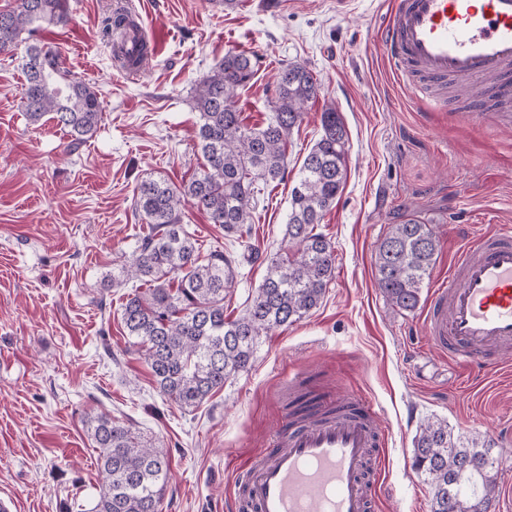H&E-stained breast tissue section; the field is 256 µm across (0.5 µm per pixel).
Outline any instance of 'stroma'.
Returning a JSON list of instances; mask_svg holds the SVG:
<instances>
[{"instance_id": "stroma-1", "label": "stroma", "mask_w": 512, "mask_h": 512, "mask_svg": "<svg viewBox=\"0 0 512 512\" xmlns=\"http://www.w3.org/2000/svg\"><path fill=\"white\" fill-rule=\"evenodd\" d=\"M390 2L359 0L345 15L335 0H123L160 47L129 75L102 33L114 0H68L69 23L37 38L102 102L97 131L74 150L54 121L27 119L24 46L0 54V497L13 512H93L102 474L85 420L96 413L163 443L162 512H235L237 474L288 421L281 389L291 376L322 403L360 393L377 406L385 444L374 512H430L411 457L421 425L436 419L454 435L491 440L502 460L497 489L512 490V375L442 356L423 308L467 237L512 225V130L468 121L478 84L438 88L443 112L399 84L376 40ZM229 51L256 57L237 96L248 126L266 120L280 66L306 65L321 90L288 141L287 176L262 186L241 236L184 210L201 254L241 259L224 314H240L264 258L283 248L290 191L330 104L348 135L347 180L319 226L336 247V270L319 308L261 336L248 373L183 409L160 394L125 334L129 290L113 287L112 266L147 231L137 185H179L202 164L195 83ZM412 216L434 229L438 251L422 307L405 313L376 287L374 259L390 225ZM251 247L262 260H243Z\"/></svg>"}]
</instances>
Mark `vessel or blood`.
<instances>
[{"mask_svg": "<svg viewBox=\"0 0 512 512\" xmlns=\"http://www.w3.org/2000/svg\"><path fill=\"white\" fill-rule=\"evenodd\" d=\"M382 46L396 79L441 109L433 82L473 78L512 105V0H394ZM440 351L493 371L512 350V227L469 238L427 307ZM380 413L362 397L341 396L320 413L279 431L268 455L242 469L240 512H373L367 473L380 446Z\"/></svg>", "mask_w": 512, "mask_h": 512, "instance_id": "vessel-or-blood-1", "label": "vessel or blood"}]
</instances>
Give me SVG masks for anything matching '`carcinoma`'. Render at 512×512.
<instances>
[{"label": "carcinoma", "instance_id": "1", "mask_svg": "<svg viewBox=\"0 0 512 512\" xmlns=\"http://www.w3.org/2000/svg\"><path fill=\"white\" fill-rule=\"evenodd\" d=\"M69 21L66 0H15L0 11V53H9L42 26ZM24 109L31 123L49 115L76 147L102 118L97 91L70 77L58 53L41 42L27 46ZM255 73L244 53L227 52L195 87L198 146L204 162L188 182L142 181L135 210L146 220L131 256L112 271V285L136 281L121 319L137 340L159 392L182 409L202 404L224 383L249 371L260 336L293 325L317 309L336 269L335 246L317 231L336 205L347 176V131L336 106H325L322 134L303 159L289 199L286 237L291 256L268 259L266 274L242 313L224 318L239 261L222 250L201 258L182 223L191 204L224 233L248 223L259 186L284 179L288 139L320 85L311 69L288 64L275 75L271 113L260 127L243 123L237 92ZM437 237L421 218L392 224L374 261L375 284L389 303L413 312L436 262ZM87 432L105 476L94 512H160L169 480L163 446L107 414L90 416ZM501 461L491 441L465 442L442 421H428L414 440L412 467L431 488V512H491Z\"/></svg>", "mask_w": 512, "mask_h": 512}]
</instances>
